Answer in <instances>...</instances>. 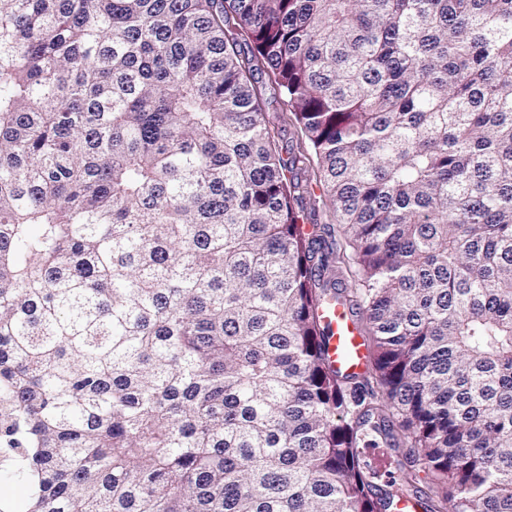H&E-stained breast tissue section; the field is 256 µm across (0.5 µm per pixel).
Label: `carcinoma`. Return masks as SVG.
Wrapping results in <instances>:
<instances>
[{"instance_id": "1", "label": "carcinoma", "mask_w": 512, "mask_h": 512, "mask_svg": "<svg viewBox=\"0 0 512 512\" xmlns=\"http://www.w3.org/2000/svg\"><path fill=\"white\" fill-rule=\"evenodd\" d=\"M382 426L425 512H512V0H0L24 512H383ZM324 321L331 330L327 355L333 365L345 373L360 371L365 363L366 350L353 318L343 306L336 305L326 310Z\"/></svg>"}]
</instances>
